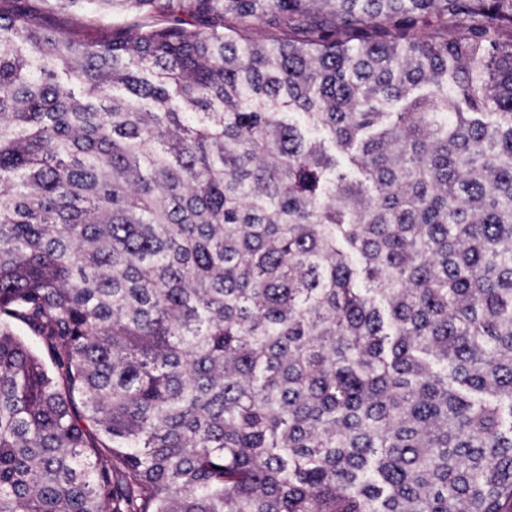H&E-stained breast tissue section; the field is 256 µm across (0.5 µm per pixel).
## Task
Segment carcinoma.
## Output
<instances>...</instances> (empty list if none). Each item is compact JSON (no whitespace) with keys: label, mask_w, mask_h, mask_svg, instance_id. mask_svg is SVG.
<instances>
[{"label":"carcinoma","mask_w":512,"mask_h":512,"mask_svg":"<svg viewBox=\"0 0 512 512\" xmlns=\"http://www.w3.org/2000/svg\"><path fill=\"white\" fill-rule=\"evenodd\" d=\"M0 512H512V0H0Z\"/></svg>","instance_id":"cac0c4a2"}]
</instances>
